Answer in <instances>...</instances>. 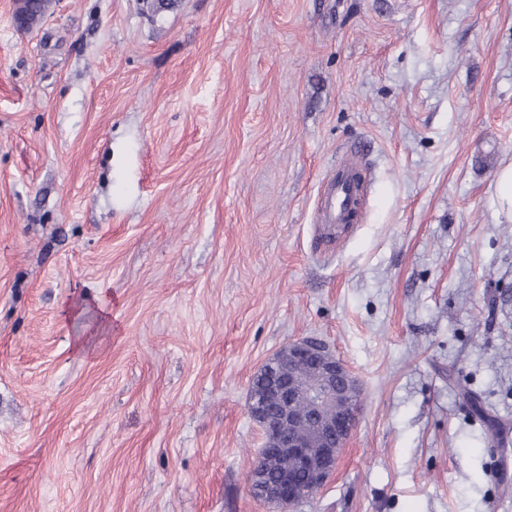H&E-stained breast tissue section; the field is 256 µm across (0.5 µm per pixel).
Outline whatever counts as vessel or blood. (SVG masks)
I'll return each instance as SVG.
<instances>
[{
  "label": "vessel or blood",
  "mask_w": 512,
  "mask_h": 512,
  "mask_svg": "<svg viewBox=\"0 0 512 512\" xmlns=\"http://www.w3.org/2000/svg\"><path fill=\"white\" fill-rule=\"evenodd\" d=\"M354 170L351 164L340 166L335 178L320 192L319 222L328 242H335L338 235L347 230L360 213L366 187L353 179Z\"/></svg>",
  "instance_id": "obj_1"
}]
</instances>
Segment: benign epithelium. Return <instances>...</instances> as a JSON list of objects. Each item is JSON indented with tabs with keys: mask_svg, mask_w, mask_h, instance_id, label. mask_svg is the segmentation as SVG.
<instances>
[{
	"mask_svg": "<svg viewBox=\"0 0 512 512\" xmlns=\"http://www.w3.org/2000/svg\"><path fill=\"white\" fill-rule=\"evenodd\" d=\"M265 366L273 371L266 388L273 408L249 406L263 443L247 481H264L271 450L284 451L307 476L296 482L285 471L266 484L265 502L285 508L312 496L331 478L358 423V382L329 346L312 339L289 343Z\"/></svg>",
	"mask_w": 512,
	"mask_h": 512,
	"instance_id": "7a95c632",
	"label": "benign epithelium"
}]
</instances>
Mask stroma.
Returning <instances> with one entry per match:
<instances>
[{"mask_svg": "<svg viewBox=\"0 0 512 512\" xmlns=\"http://www.w3.org/2000/svg\"><path fill=\"white\" fill-rule=\"evenodd\" d=\"M15 9L0 512H276L249 387L303 337L361 415L291 512H512V0H53L28 33ZM351 155L368 195L326 246ZM495 180L498 204L502 211L512 214V163L502 167ZM355 169L352 164L340 166L336 177L321 189L318 224L329 243H334L340 233L354 224L360 213L366 186L353 179Z\"/></svg>", "mask_w": 512, "mask_h": 512, "instance_id": "35a3bbf8", "label": "stroma"}]
</instances>
